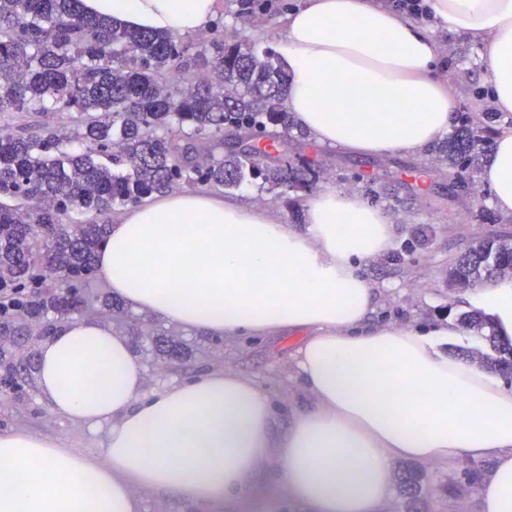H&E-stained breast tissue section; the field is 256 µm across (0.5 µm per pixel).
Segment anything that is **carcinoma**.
Masks as SVG:
<instances>
[{
    "instance_id": "cac0c4a2",
    "label": "carcinoma",
    "mask_w": 512,
    "mask_h": 512,
    "mask_svg": "<svg viewBox=\"0 0 512 512\" xmlns=\"http://www.w3.org/2000/svg\"><path fill=\"white\" fill-rule=\"evenodd\" d=\"M273 0H240L235 18L254 24ZM288 74L275 50L224 43V20L195 44L175 33L126 28L84 13L81 0H0V113L51 114L35 133L0 127V336H48L72 312L48 278L80 288L96 271L109 225L95 216L183 187L233 189L245 180L302 188L304 161H288L296 129L285 104ZM494 112H465L433 149L459 173L448 200L477 198L478 174L498 132ZM512 277V238L470 245L448 262V286L469 289ZM481 346L462 359L512 379V342L479 311L457 318ZM135 342L160 356L181 352L168 335L140 329ZM404 512L455 500L456 472L398 477Z\"/></svg>"
}]
</instances>
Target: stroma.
I'll return each instance as SVG.
<instances>
[{
  "label": "stroma",
  "instance_id": "35a3bbf8",
  "mask_svg": "<svg viewBox=\"0 0 512 512\" xmlns=\"http://www.w3.org/2000/svg\"><path fill=\"white\" fill-rule=\"evenodd\" d=\"M236 0H219L224 17V40L228 43L253 42L276 46L285 30L284 10L275 11L257 26H245L234 17ZM432 36L441 45L446 65L442 77L453 88L458 111H465L476 88L485 81L470 62L474 42L448 33L429 23ZM288 156L292 162L317 158L330 171L310 188L288 190L262 189L259 181H244L239 187L218 190L224 200L250 206L265 205L274 217L305 228V219H294V212L305 211L307 201L325 190H345L370 200L388 216L397 230V245L386 255L365 264L362 275L376 297L375 316L393 324L428 325L458 317L460 307L448 300V262L464 251L476 233L512 235V224H477L468 217L477 201L463 199L448 202V186L454 173L432 167L431 153L421 156L387 155L361 157L340 149L322 148L311 140L294 143ZM431 170V189L421 192L412 174L415 168ZM157 328L183 343L186 357L172 365L154 359L148 351H139L144 366L146 391L182 381L212 369H228L258 382L268 393L275 408L278 429H286L293 411L310 405V397L297 379L294 355L298 337L242 336L226 339L183 329L165 321ZM25 396L0 393V430L24 429L61 440L64 447L88 456H98L105 445V429H89L72 423L51 411L39 391L36 377H29ZM278 462H271L258 481L253 495L245 501H230L218 512H300L278 481Z\"/></svg>",
  "mask_w": 512,
  "mask_h": 512
}]
</instances>
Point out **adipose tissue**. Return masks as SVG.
Wrapping results in <instances>:
<instances>
[{
	"label": "adipose tissue",
	"instance_id": "obj_1",
	"mask_svg": "<svg viewBox=\"0 0 512 512\" xmlns=\"http://www.w3.org/2000/svg\"><path fill=\"white\" fill-rule=\"evenodd\" d=\"M438 27L482 47L499 111L512 112V0H427ZM134 29H208L218 0H82ZM286 105L316 144L359 156L418 155L455 121L439 44L381 0H305L277 45ZM483 181L512 216V129L494 141ZM306 231L261 207L175 192L126 211L98 270L133 311L233 339L301 334L296 374L314 405L276 433L270 398L230 370L144 390L130 342L92 319L42 341L37 383L73 423L106 427L100 458L56 438L0 432V512H142L137 490L216 507L248 498L271 459L307 512H381L392 464L487 460L477 512H512V387L446 349L456 320L376 325L360 265L391 249L395 228L359 195L318 193ZM512 340V279L464 291Z\"/></svg>",
	"mask_w": 512,
	"mask_h": 512
}]
</instances>
